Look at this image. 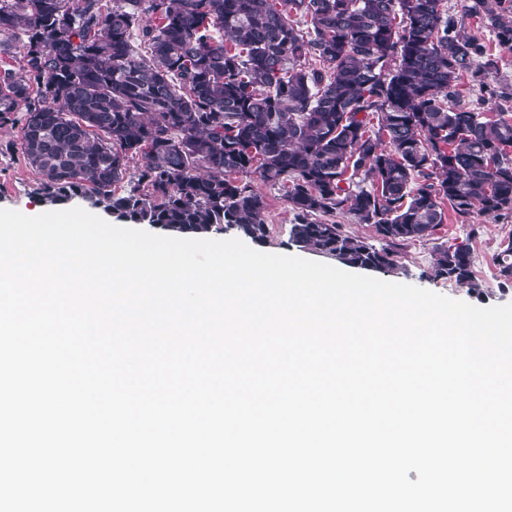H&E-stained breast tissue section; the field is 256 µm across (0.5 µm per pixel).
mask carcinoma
I'll return each instance as SVG.
<instances>
[{"label": "carcinoma", "instance_id": "cac0c4a2", "mask_svg": "<svg viewBox=\"0 0 512 512\" xmlns=\"http://www.w3.org/2000/svg\"><path fill=\"white\" fill-rule=\"evenodd\" d=\"M471 10L512 49V4ZM483 56L443 0H0V58L19 60L0 68V120L25 106L14 151L48 205L80 197L169 233L262 243L256 174L287 185L289 241L379 271L434 234L445 203L512 223V117L459 100L466 76L509 97ZM496 263L512 284V239ZM471 264L450 246L429 276L476 292Z\"/></svg>", "mask_w": 512, "mask_h": 512}]
</instances>
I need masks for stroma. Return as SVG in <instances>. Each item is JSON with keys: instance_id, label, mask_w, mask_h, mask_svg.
Listing matches in <instances>:
<instances>
[{"instance_id": "obj_1", "label": "stroma", "mask_w": 512, "mask_h": 512, "mask_svg": "<svg viewBox=\"0 0 512 512\" xmlns=\"http://www.w3.org/2000/svg\"><path fill=\"white\" fill-rule=\"evenodd\" d=\"M444 3L449 13L461 24L465 34L478 38L484 44L488 57L494 62L492 79L505 88L512 89V50L500 46L486 21L469 12L468 7L472 0H444ZM19 132L18 122L10 119L0 121V208L33 216L46 210L37 193L40 177L18 155L6 150L7 145L17 139ZM253 185L266 199L265 219L269 230L266 241L257 244V251L295 255L334 264V257L290 242L289 229L294 222V213L286 201L282 187H271L258 179L254 180ZM464 238L471 241L472 272L479 286L475 293L446 280L429 276L437 258L438 247ZM511 238L510 223L477 214L465 221L452 213L430 239L413 241L399 248L394 266L377 272L376 277L383 281L410 284L481 307L510 303L512 288H501L496 256Z\"/></svg>"}]
</instances>
